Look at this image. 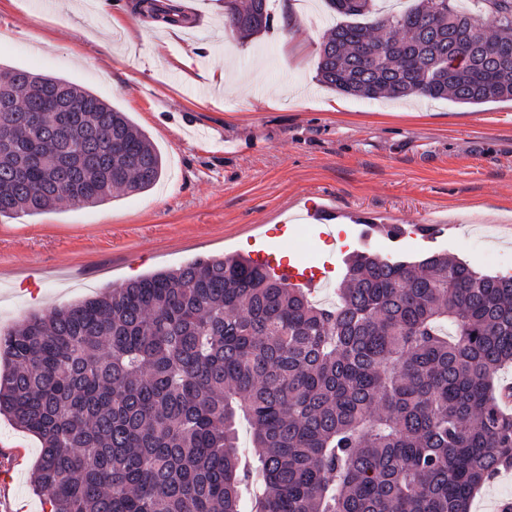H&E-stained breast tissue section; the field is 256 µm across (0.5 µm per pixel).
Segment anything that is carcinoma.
<instances>
[{"label": "carcinoma", "instance_id": "obj_1", "mask_svg": "<svg viewBox=\"0 0 512 512\" xmlns=\"http://www.w3.org/2000/svg\"><path fill=\"white\" fill-rule=\"evenodd\" d=\"M325 0L344 18L319 81L361 99L512 98V0ZM135 11L184 24L175 4ZM270 0H224L243 39ZM499 34L488 36L487 24ZM75 104L56 112V93ZM0 217L152 188L164 162L118 107L63 77L0 68ZM0 415L42 445L50 512H470L512 467L493 396L512 362V276L434 253L356 252L336 305L240 257L195 260L0 330ZM250 425L256 466L242 459Z\"/></svg>", "mask_w": 512, "mask_h": 512}]
</instances>
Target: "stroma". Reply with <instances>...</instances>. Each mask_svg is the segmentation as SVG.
Segmentation results:
<instances>
[{"label": "stroma", "mask_w": 512, "mask_h": 512, "mask_svg": "<svg viewBox=\"0 0 512 512\" xmlns=\"http://www.w3.org/2000/svg\"><path fill=\"white\" fill-rule=\"evenodd\" d=\"M189 23L146 27L134 0H0V65L61 76L127 112L165 158L151 190L97 207L67 202L0 219V329L205 257L270 246L319 269L331 254L307 211L350 250L440 252L485 271L480 250L512 253V100L477 107L411 97L365 100L318 80L323 0H272L278 21L242 40L224 0H175ZM126 18V28L109 25ZM192 53L191 70L173 62ZM218 78L207 81L203 74ZM398 225V237L363 225ZM447 230L425 242L421 227ZM38 438L0 417V512H46L32 487Z\"/></svg>", "instance_id": "1"}]
</instances>
